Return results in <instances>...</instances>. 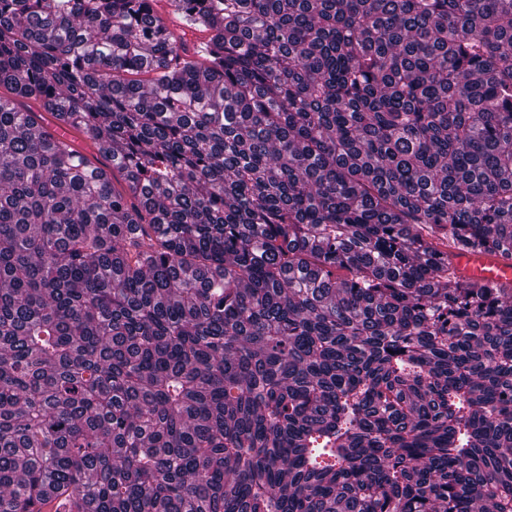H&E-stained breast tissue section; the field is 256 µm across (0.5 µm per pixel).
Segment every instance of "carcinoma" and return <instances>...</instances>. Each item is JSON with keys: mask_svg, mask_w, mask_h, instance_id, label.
I'll return each mask as SVG.
<instances>
[{"mask_svg": "<svg viewBox=\"0 0 512 512\" xmlns=\"http://www.w3.org/2000/svg\"><path fill=\"white\" fill-rule=\"evenodd\" d=\"M163 2L0 0V512H512V0ZM454 267L466 278L485 280L512 286V262L503 257L477 258L463 255L454 258Z\"/></svg>", "mask_w": 512, "mask_h": 512, "instance_id": "1", "label": "carcinoma"}]
</instances>
